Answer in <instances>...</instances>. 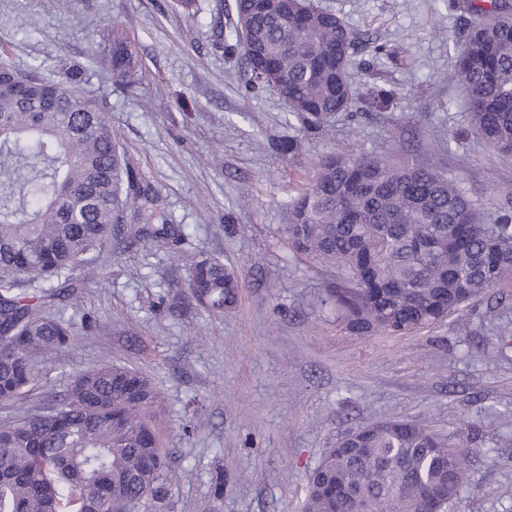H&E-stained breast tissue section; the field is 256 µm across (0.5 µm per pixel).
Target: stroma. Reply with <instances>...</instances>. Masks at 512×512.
Segmentation results:
<instances>
[{
	"label": "stroma",
	"mask_w": 512,
	"mask_h": 512,
	"mask_svg": "<svg viewBox=\"0 0 512 512\" xmlns=\"http://www.w3.org/2000/svg\"><path fill=\"white\" fill-rule=\"evenodd\" d=\"M358 35L351 112L321 130L289 119L270 91L244 94L233 0H0V47L25 70L66 59L106 99L150 210L181 230L112 248L56 308L71 345L49 354L36 398L110 361L145 372L178 479L174 512H300L309 471L348 430L381 416L442 434L480 427L448 512H512V284L429 328L357 336L327 302L332 268L288 248V201L323 156L414 157L463 186L487 222L512 197V158L469 129L451 55L469 16L460 0H313ZM118 23L136 62L126 92L96 64ZM389 52L374 57L371 41ZM459 133L449 145L450 133ZM294 141V153L277 151ZM239 273L236 307L186 303L193 259ZM224 474V494L213 478Z\"/></svg>",
	"instance_id": "obj_1"
}]
</instances>
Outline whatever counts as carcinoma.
Masks as SVG:
<instances>
[{
  "label": "carcinoma",
  "instance_id": "carcinoma-1",
  "mask_svg": "<svg viewBox=\"0 0 512 512\" xmlns=\"http://www.w3.org/2000/svg\"><path fill=\"white\" fill-rule=\"evenodd\" d=\"M487 18L454 49L468 122L497 154L512 157V0H467ZM241 88L269 90L309 129L348 110L354 32L311 0L278 15L234 0ZM274 68L258 71L251 51ZM102 66L129 85L126 43L112 36ZM19 71L0 54V403L26 397L47 354L72 331L47 308L73 273L126 230L148 200L126 162L106 101L82 88L78 65ZM288 246L336 268L329 301L358 336L430 326L512 279V202L496 223L444 174L366 153L323 157L288 203ZM48 283L37 294L25 286ZM239 275L215 258L194 262L190 299L212 315L232 309ZM159 395L132 367L106 362L65 389L0 421V512H171L172 480L152 412ZM308 479L301 512H446L464 483L471 449L416 420L385 417L346 433Z\"/></svg>",
  "mask_w": 512,
  "mask_h": 512
}]
</instances>
